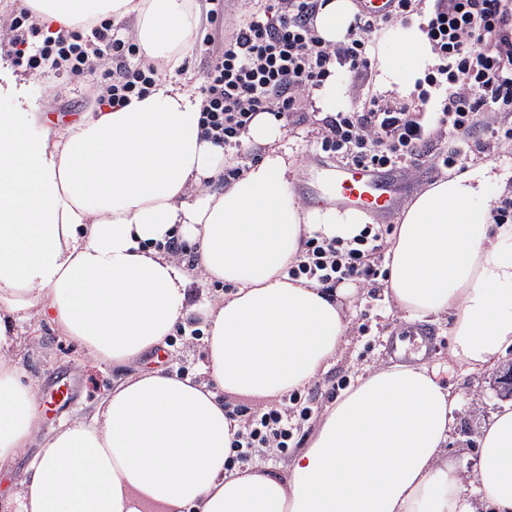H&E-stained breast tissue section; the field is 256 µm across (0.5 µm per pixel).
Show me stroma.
<instances>
[{"label": "stroma", "instance_id": "obj_1", "mask_svg": "<svg viewBox=\"0 0 512 512\" xmlns=\"http://www.w3.org/2000/svg\"><path fill=\"white\" fill-rule=\"evenodd\" d=\"M111 60H103L98 71L81 77L63 72L42 80L27 76L26 105L51 119L73 122L83 112L95 109L90 88L99 82L104 72L111 70ZM512 126V112H495L483 117L465 134L473 148L466 160L467 166L488 161L498 164L512 174V140L497 137L501 126ZM322 118L313 97L302 100L297 117L291 120L281 143L298 163L296 181L314 179L318 165L339 166L340 161L323 153L318 143ZM448 170L438 169L428 159H420L401 176L400 203L389 218L390 224H399L403 214L415 198L434 183L446 179ZM348 320L346 344L325 373L308 385L312 396L331 391L337 383L352 384L366 367L391 366L410 361L412 355H421L423 361L433 363L448 358L450 351V315H441L429 322L407 323L383 296L382 289H374L372 296L344 302ZM432 332L435 343L428 351L411 347L405 354L395 355L389 350L392 336L406 335L413 330ZM16 362L25 381L38 385L41 394H48L55 382L66 378L72 381L69 401L61 406L40 403V426L51 431L76 413H93L114 384L123 378L124 370L111 367L90 358L74 341L63 336L58 328L47 323L24 328L18 334ZM493 370L473 375H454L445 383L464 401L457 412L450 433L448 456L456 460L466 473H474L478 464L476 452L479 429L501 403L493 388Z\"/></svg>", "mask_w": 512, "mask_h": 512}]
</instances>
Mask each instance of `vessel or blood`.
I'll list each match as a JSON object with an SVG mask.
<instances>
[{"instance_id": "obj_1", "label": "vessel or blood", "mask_w": 512, "mask_h": 512, "mask_svg": "<svg viewBox=\"0 0 512 512\" xmlns=\"http://www.w3.org/2000/svg\"><path fill=\"white\" fill-rule=\"evenodd\" d=\"M358 13L383 18L395 12V0H356ZM399 172L380 166L351 165L323 168L307 195L310 200L335 199L338 207H356L376 213L392 212L396 206Z\"/></svg>"}]
</instances>
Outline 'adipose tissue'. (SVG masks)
I'll use <instances>...</instances> for the list:
<instances>
[{
  "label": "adipose tissue",
  "mask_w": 512,
  "mask_h": 512,
  "mask_svg": "<svg viewBox=\"0 0 512 512\" xmlns=\"http://www.w3.org/2000/svg\"><path fill=\"white\" fill-rule=\"evenodd\" d=\"M39 24L70 32L106 14L136 22L148 96L55 126L0 110V475L26 459L16 512H512V405L483 426L474 481L445 446L460 403L443 383L512 348V224L489 216L506 187L477 165L416 197L387 251L386 285L409 321L452 314L445 365L372 368L330 402L285 474L227 468L235 429L224 398L282 402L341 352L342 303L289 279L306 237L349 239L366 212L306 207L271 115L245 144L260 160L223 191L224 151L200 133L203 100L180 72L198 0H27ZM351 0H326L318 34L343 41ZM375 86L406 96L436 65L419 19L398 24ZM181 235L192 262L159 251ZM231 291L204 309L203 380L168 369L122 379L90 415L41 435L36 386L15 364L17 332L47 320L94 359L126 366L166 347L190 311L188 287Z\"/></svg>",
  "instance_id": "1"
}]
</instances>
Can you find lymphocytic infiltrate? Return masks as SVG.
<instances>
[{
    "label": "lymphocytic infiltrate",
    "instance_id": "lymphocytic-infiltrate-1",
    "mask_svg": "<svg viewBox=\"0 0 512 512\" xmlns=\"http://www.w3.org/2000/svg\"><path fill=\"white\" fill-rule=\"evenodd\" d=\"M210 3L215 26L197 38L205 60L200 124L203 137L230 156L223 174L229 181L255 160L241 142L253 117L268 112L290 120L298 98L320 87L334 66L368 70L371 37L383 23L356 19L347 40L331 44L311 23L320 0H268L227 33L219 24L224 0ZM1 24L6 33L0 37V54L35 76L61 70L81 76L102 57H111L112 77L101 84L98 95L102 106L121 107L132 97L147 96L159 76L155 66L130 65L138 51L134 34L108 19L84 24L79 32L45 33L31 9L22 8ZM427 31L441 64L435 74L427 75L426 83L448 90L440 124L461 131L481 115L512 112V0H448L431 14ZM430 142L429 128L407 108L391 109L373 100L367 111L327 116L320 148L353 164L401 170L425 156L435 167L452 168L463 164L470 151L467 141L456 138L432 153ZM390 231V226L369 224L347 241L308 237L288 274L327 292L347 281L363 289L375 287L382 275L379 251ZM315 407L313 398L294 394L259 414L245 408L229 411V418L238 423L229 464L248 462L254 448L285 453Z\"/></svg>",
    "mask_w": 512,
    "mask_h": 512
}]
</instances>
